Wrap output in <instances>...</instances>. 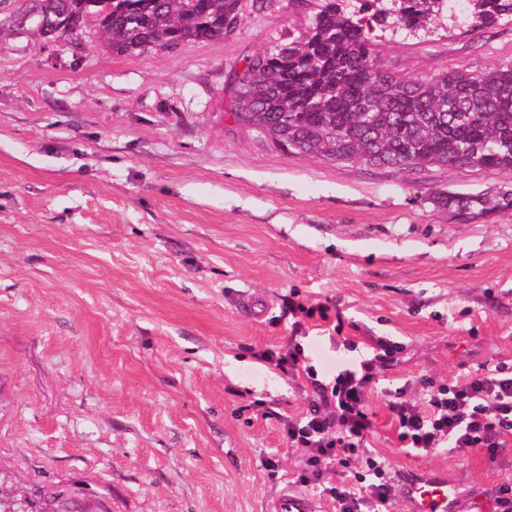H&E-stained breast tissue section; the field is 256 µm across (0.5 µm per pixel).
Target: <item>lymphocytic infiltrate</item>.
<instances>
[{"label": "lymphocytic infiltrate", "mask_w": 512, "mask_h": 512, "mask_svg": "<svg viewBox=\"0 0 512 512\" xmlns=\"http://www.w3.org/2000/svg\"><path fill=\"white\" fill-rule=\"evenodd\" d=\"M394 345L380 341L358 368L336 374L318 373L307 361L299 341L284 349H267L259 357L285 375H307L313 388L306 415L283 419L289 447L303 451L297 480L316 485L338 512H390L397 486L384 457L371 453L367 441L373 431L368 394L376 382L378 365L391 361ZM422 403L408 397L406 388L387 390L388 408L398 426L404 448L427 451L449 445L464 450L485 449L496 458L512 443V367L484 366L454 382L435 385L421 378ZM347 472L339 483L325 481L326 465Z\"/></svg>", "instance_id": "lymphocytic-infiltrate-1"}]
</instances>
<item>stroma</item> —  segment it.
Here are the masks:
<instances>
[{
    "mask_svg": "<svg viewBox=\"0 0 512 512\" xmlns=\"http://www.w3.org/2000/svg\"><path fill=\"white\" fill-rule=\"evenodd\" d=\"M25 3L0 8V482L70 512H271L302 465L278 418L306 412L307 382L258 354L287 345L294 296L331 309L304 322L311 364L396 344L372 452L492 512L512 444L493 463L401 448L383 392L512 363V210L433 201L512 174L336 162L235 122L236 75L306 31L308 0H246L232 35L131 56L91 23L48 39ZM377 48L414 76L482 71L512 60V25Z\"/></svg>",
    "mask_w": 512,
    "mask_h": 512,
    "instance_id": "1",
    "label": "stroma"
}]
</instances>
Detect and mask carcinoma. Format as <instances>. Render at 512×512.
Returning <instances> with one entry per match:
<instances>
[{
  "instance_id": "cac0c4a2",
  "label": "carcinoma",
  "mask_w": 512,
  "mask_h": 512,
  "mask_svg": "<svg viewBox=\"0 0 512 512\" xmlns=\"http://www.w3.org/2000/svg\"><path fill=\"white\" fill-rule=\"evenodd\" d=\"M41 32L78 34L93 19L112 53L176 50L224 38L242 0H35ZM298 38L246 60L230 116L261 128L284 151L333 161L414 169L448 166L512 172V62L480 72L424 76L388 70L373 28L429 32L431 21L480 31L512 21V0H319ZM437 206L482 216L512 209V183L492 196L442 193Z\"/></svg>"
}]
</instances>
